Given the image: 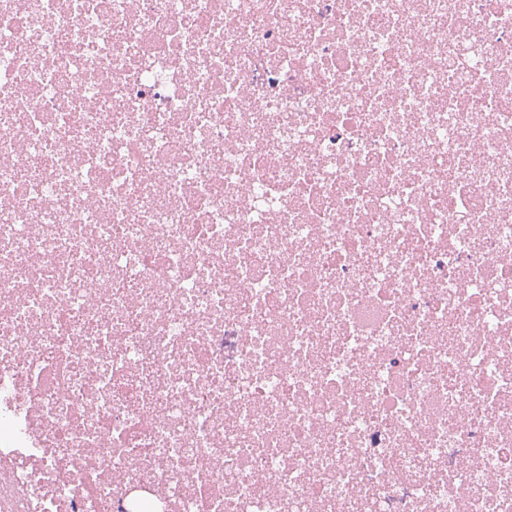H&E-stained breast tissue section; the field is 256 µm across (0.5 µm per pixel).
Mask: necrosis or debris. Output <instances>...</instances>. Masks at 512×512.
<instances>
[{
	"mask_svg": "<svg viewBox=\"0 0 512 512\" xmlns=\"http://www.w3.org/2000/svg\"><path fill=\"white\" fill-rule=\"evenodd\" d=\"M0 512H512V0H0Z\"/></svg>",
	"mask_w": 512,
	"mask_h": 512,
	"instance_id": "necrosis-or-debris-1",
	"label": "necrosis or debris"
}]
</instances>
